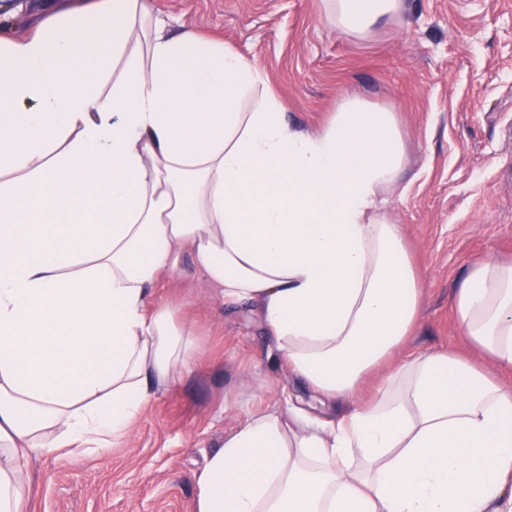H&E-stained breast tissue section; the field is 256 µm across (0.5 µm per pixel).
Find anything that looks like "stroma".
<instances>
[{
	"instance_id": "stroma-1",
	"label": "stroma",
	"mask_w": 512,
	"mask_h": 512,
	"mask_svg": "<svg viewBox=\"0 0 512 512\" xmlns=\"http://www.w3.org/2000/svg\"><path fill=\"white\" fill-rule=\"evenodd\" d=\"M62 0H0V27L21 36ZM170 24H193L264 71L289 122L316 132L356 97L394 112L406 164L386 215L400 225L425 288L417 325L390 357L469 352L452 294L474 262L512 260V0H404L363 38L337 31L324 0H146ZM175 310L198 363L151 398L110 448L29 456L26 512H196V476L249 414L319 419L335 408L303 389L246 307L225 305L182 253L153 285Z\"/></svg>"
}]
</instances>
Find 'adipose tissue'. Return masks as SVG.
Segmentation results:
<instances>
[{"mask_svg": "<svg viewBox=\"0 0 512 512\" xmlns=\"http://www.w3.org/2000/svg\"><path fill=\"white\" fill-rule=\"evenodd\" d=\"M328 8L363 37L403 0ZM404 163L392 112L348 97L306 132L254 61L188 23L166 33L144 0L0 31V512H23L30 453L111 447L191 369L192 332L150 306L184 248L347 406L251 414L199 473L197 512H512V262L473 263L454 292L476 357L388 364L423 295L383 212Z\"/></svg>", "mask_w": 512, "mask_h": 512, "instance_id": "obj_1", "label": "adipose tissue"}]
</instances>
